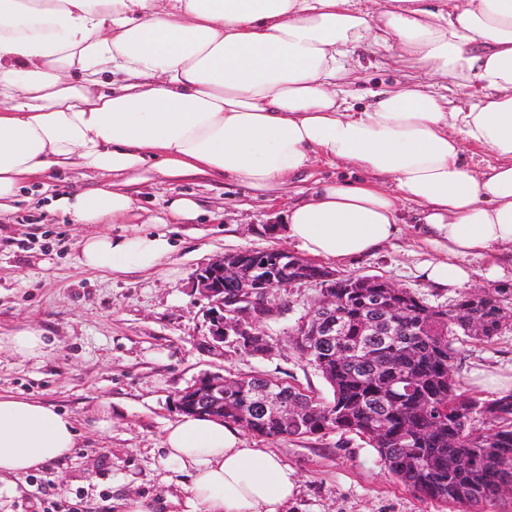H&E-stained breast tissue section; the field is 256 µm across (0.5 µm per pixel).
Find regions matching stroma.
Listing matches in <instances>:
<instances>
[{
  "label": "stroma",
  "mask_w": 512,
  "mask_h": 512,
  "mask_svg": "<svg viewBox=\"0 0 512 512\" xmlns=\"http://www.w3.org/2000/svg\"><path fill=\"white\" fill-rule=\"evenodd\" d=\"M353 68L348 88L359 109L370 103L371 92L419 77L367 51ZM349 174L348 168L316 163L271 202L230 179L197 175L174 181L152 172L129 187L138 208L127 224H74L54 207L59 195L102 187L97 174L48 172L25 182L12 209L0 214V335L36 329L46 347L37 359L0 352V394L73 416L79 436L68 460L18 481L15 495L0 499V512H116L118 501L129 496L172 512L191 476L168 460L162 438L179 417L172 397L201 373L263 376L331 399L322 375L293 344L319 287L273 289L275 313L259 325L271 348L249 355L230 344L210 346L207 304L193 281L199 267L229 252L298 253L284 229L289 207L321 183ZM180 195L198 202L197 219L156 227L169 200ZM403 221L394 242L336 265V273L381 276L428 305L451 304L457 291L428 287L419 277L420 264L434 252L418 242L414 211L404 210ZM159 229L173 250L155 272L123 275L79 262L82 238ZM457 347L455 370L469 392L486 398L498 389L485 385V378L512 379V329L488 343L463 336ZM103 413L110 420L104 432L93 425ZM244 441L249 448L272 450L294 470L299 488L293 512H470L466 505L417 498L388 472L375 448L352 434L329 430L268 440L248 433Z\"/></svg>",
  "instance_id": "1"
}]
</instances>
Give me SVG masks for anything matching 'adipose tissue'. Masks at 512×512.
Masks as SVG:
<instances>
[{"instance_id":"1","label":"adipose tissue","mask_w":512,"mask_h":512,"mask_svg":"<svg viewBox=\"0 0 512 512\" xmlns=\"http://www.w3.org/2000/svg\"><path fill=\"white\" fill-rule=\"evenodd\" d=\"M432 77L476 85L450 105L422 85L375 94L354 111L338 80L358 50ZM495 156L480 168L465 146ZM352 168L289 208L285 230L308 255L343 264L398 237L404 208L436 256L419 268L460 289L466 257L512 252V0H0V202L50 169L116 177L62 195L76 224H118L144 169L208 174L265 193L316 159ZM173 246L163 233L80 242V262L150 272ZM77 422L36 400L0 395V497L76 446ZM168 460L190 469L182 512H288L295 473L208 416L170 423Z\"/></svg>"}]
</instances>
